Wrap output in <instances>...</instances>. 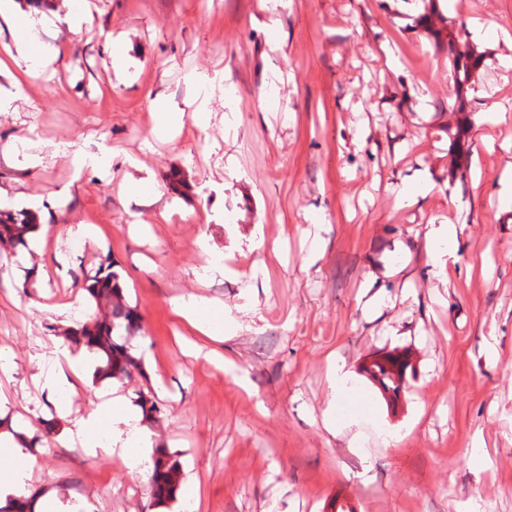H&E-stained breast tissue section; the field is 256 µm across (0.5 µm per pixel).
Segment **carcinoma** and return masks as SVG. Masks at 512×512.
<instances>
[{
	"label": "carcinoma",
	"instance_id": "carcinoma-1",
	"mask_svg": "<svg viewBox=\"0 0 512 512\" xmlns=\"http://www.w3.org/2000/svg\"><path fill=\"white\" fill-rule=\"evenodd\" d=\"M478 61L468 52L457 53L450 61L458 91L459 108H464L469 91L475 89L473 70ZM39 227L37 216L27 209L0 211V245L28 248L31 233ZM107 259L97 268L82 272L81 288L99 309V314L86 322L66 329L64 340L76 346L83 344L100 355L99 371L103 377L123 381L143 373V359L132 351L128 338L140 329L139 315L125 299L120 275ZM410 368L402 353H385L362 368V372L383 393L399 395ZM184 478L182 465L166 451H158L153 459L152 495L158 505L175 501V493Z\"/></svg>",
	"mask_w": 512,
	"mask_h": 512
}]
</instances>
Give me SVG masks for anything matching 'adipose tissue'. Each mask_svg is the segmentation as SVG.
I'll return each mask as SVG.
<instances>
[{
	"label": "adipose tissue",
	"instance_id": "ef3b65f1",
	"mask_svg": "<svg viewBox=\"0 0 512 512\" xmlns=\"http://www.w3.org/2000/svg\"><path fill=\"white\" fill-rule=\"evenodd\" d=\"M44 17L27 16L25 36L19 41L17 53L26 63L28 76L36 77L48 63L56 60L57 53L45 49L36 39ZM175 314L202 335H220L224 321L223 305L205 298L191 297L172 300ZM45 366L37 375L43 391L54 396L64 393L77 384H89L95 379L99 359L87 348L71 350L61 348L41 354ZM58 415L64 427L58 432V442L82 443L89 456L106 452L118 454L130 467L137 468L147 459L145 450L151 445V432L142 423L141 411L126 404L122 396L98 393L86 413L72 412L59 407ZM31 428L24 419L6 414L0 416V444L10 452L9 470L0 479V512H12L15 502L35 497L36 512H77L75 505L62 501L56 490L34 488L32 475L34 459L23 446L24 437Z\"/></svg>",
	"mask_w": 512,
	"mask_h": 512
}]
</instances>
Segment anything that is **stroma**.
I'll return each mask as SVG.
<instances>
[{
	"label": "stroma",
	"instance_id": "1",
	"mask_svg": "<svg viewBox=\"0 0 512 512\" xmlns=\"http://www.w3.org/2000/svg\"><path fill=\"white\" fill-rule=\"evenodd\" d=\"M49 0L39 38L59 49L38 79L11 63L0 19V207L36 211L26 263L0 251V393L12 413L53 411L35 355L83 320L82 267L110 258L140 316L153 445L199 481L198 507L154 502L120 458L43 434L42 484L87 512H512V0ZM486 71L459 107L448 32ZM130 66L115 69L109 39ZM225 75L224 117L152 134V103L189 112L191 71ZM497 106L500 117L485 114ZM468 119L467 170L450 136ZM112 166L75 172L73 149ZM428 192L397 207L394 186ZM150 179L171 206L122 197ZM149 215L148 223L135 221ZM89 224L91 239L68 233ZM457 227L459 261L431 262L426 232ZM224 259L223 273L208 269ZM222 303L224 338L170 301ZM398 350L412 366L391 398L362 374ZM349 390L341 432L323 425L329 361Z\"/></svg>",
	"mask_w": 512,
	"mask_h": 512
}]
</instances>
